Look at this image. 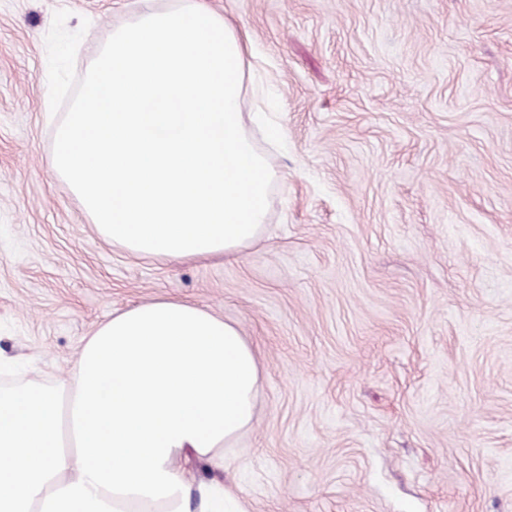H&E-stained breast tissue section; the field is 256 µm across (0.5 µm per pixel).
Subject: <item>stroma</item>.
Returning <instances> with one entry per match:
<instances>
[{"instance_id": "obj_1", "label": "stroma", "mask_w": 512, "mask_h": 512, "mask_svg": "<svg viewBox=\"0 0 512 512\" xmlns=\"http://www.w3.org/2000/svg\"><path fill=\"white\" fill-rule=\"evenodd\" d=\"M204 2L251 33L278 177L260 242L175 261L104 241L48 165L54 13L81 76L140 0H0V373L55 385L113 312L187 300L261 368L195 480L247 512H512V0Z\"/></svg>"}]
</instances>
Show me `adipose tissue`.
Returning <instances> with one entry per match:
<instances>
[{
    "label": "adipose tissue",
    "instance_id": "ef3b65f1",
    "mask_svg": "<svg viewBox=\"0 0 512 512\" xmlns=\"http://www.w3.org/2000/svg\"><path fill=\"white\" fill-rule=\"evenodd\" d=\"M259 376L239 327L196 304L114 312L53 389L0 391V512H223L177 461L223 464Z\"/></svg>",
    "mask_w": 512,
    "mask_h": 512
}]
</instances>
